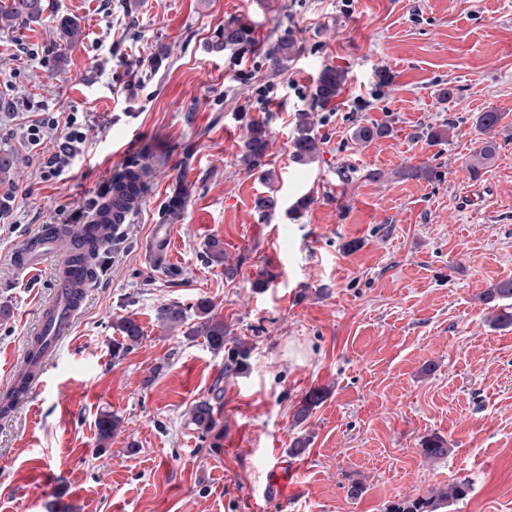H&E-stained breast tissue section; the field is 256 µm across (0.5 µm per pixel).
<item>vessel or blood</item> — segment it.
<instances>
[{
  "instance_id": "obj_1",
  "label": "vessel or blood",
  "mask_w": 512,
  "mask_h": 512,
  "mask_svg": "<svg viewBox=\"0 0 512 512\" xmlns=\"http://www.w3.org/2000/svg\"><path fill=\"white\" fill-rule=\"evenodd\" d=\"M120 182L121 190L94 206L80 228L46 224L26 236L16 248L14 265L22 273L53 260L54 290L8 385L0 389V416L10 417L42 385L47 364L71 335L95 285L89 274L91 262L121 226L130 223L133 204L143 193L144 180L137 169L129 168ZM174 231L171 224L154 225L145 243V253L154 266H172Z\"/></svg>"
}]
</instances>
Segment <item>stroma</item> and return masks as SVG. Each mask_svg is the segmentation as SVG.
<instances>
[{
	"label": "stroma",
	"mask_w": 512,
	"mask_h": 512,
	"mask_svg": "<svg viewBox=\"0 0 512 512\" xmlns=\"http://www.w3.org/2000/svg\"><path fill=\"white\" fill-rule=\"evenodd\" d=\"M38 21L0 30V152L14 189L0 223V386L9 381L50 268L16 276L12 253L43 224H80L121 171L146 172L130 224L100 255V277L43 385L0 419V512H385L388 501L468 477L448 512H512V327L492 329L483 291L512 279V0H44ZM78 28L63 39L64 21ZM250 42L216 54L227 22ZM288 36L300 53L273 73ZM348 69L333 109L315 107L319 71ZM384 69L391 83L379 87ZM450 97H443V90ZM273 96L262 108L260 94ZM79 113L90 159L49 182L22 139L39 112ZM506 118L478 172L479 113ZM315 115L316 162L288 156L297 113ZM265 122L264 171L245 174L239 145ZM388 123L361 145L357 126ZM455 130L433 141L430 130ZM424 164L428 179L395 170ZM184 207L175 273L143 244ZM272 196L276 210H258ZM300 218L288 214L298 200ZM223 242L239 273L207 263ZM266 287H256L257 279ZM209 300L228 346L249 351L224 371L199 323ZM186 310L183 326L157 319ZM141 341L122 350L121 319ZM326 390L304 421L307 393ZM213 401L216 435L200 437L193 406ZM122 417L107 447L102 413ZM451 456L426 461L425 437ZM308 439L300 456L289 450ZM44 480V503L25 491ZM280 497L264 501L267 483ZM362 492L351 496V485ZM299 52L300 48L292 39L282 38L277 40L268 53L270 70L275 73L287 70Z\"/></svg>",
	"instance_id": "obj_1"
}]
</instances>
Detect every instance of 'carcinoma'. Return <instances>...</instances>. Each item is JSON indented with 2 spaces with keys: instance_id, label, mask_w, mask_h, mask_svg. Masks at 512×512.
<instances>
[{
  "instance_id": "carcinoma-1",
  "label": "carcinoma",
  "mask_w": 512,
  "mask_h": 512,
  "mask_svg": "<svg viewBox=\"0 0 512 512\" xmlns=\"http://www.w3.org/2000/svg\"><path fill=\"white\" fill-rule=\"evenodd\" d=\"M43 11V0H12L9 8L0 9V29L9 28L17 22H29L40 18ZM252 39L250 28L228 23L215 32L209 48L215 53H221L231 47L246 43ZM300 48L289 39L278 40L268 53L270 70L278 73L288 69L292 60L298 55ZM348 83V70L342 67L327 66L322 69L316 82L313 100L315 105L324 108L331 104ZM504 120V115L494 110L482 112L477 116L476 127L488 139L483 143L479 154L474 158L470 169L478 171L479 165L489 160L496 152L497 143L494 137L497 128ZM390 132V127L381 125H364L356 129L354 138L360 144H366L378 137H384ZM270 133L265 123L253 122L249 125L243 138L238 162L243 171L251 174L265 166L269 148ZM320 154V145L315 132L311 113L297 114L295 127L289 146V157L292 162L306 165L314 162ZM395 175L401 179H421L432 175L430 168L424 165H410L400 168ZM207 258L210 262L224 266V276L235 278L238 266L230 263L224 254V245L214 240L207 246ZM483 301L495 304L497 312L492 315L489 325L494 328L512 326V280L499 281L482 294ZM198 317L201 322L195 333L207 338L210 346L221 351L224 349V337L227 328L224 320L212 313V307L205 299L197 303ZM157 318L169 328L182 325L186 320L184 309L177 304H164L158 308ZM248 352L242 347L228 350L226 372L238 373L247 366ZM325 394L316 390L310 393L296 411V418H307L317 407ZM122 424L121 417L110 412L103 413L97 420L98 442L100 445L109 443L112 434ZM421 452L428 461H437L448 457L452 449L448 448L445 439L432 435L422 441ZM472 489L468 480L453 479L446 484L434 486L424 494L407 496L385 506V512H447V508L464 499Z\"/></svg>"
}]
</instances>
